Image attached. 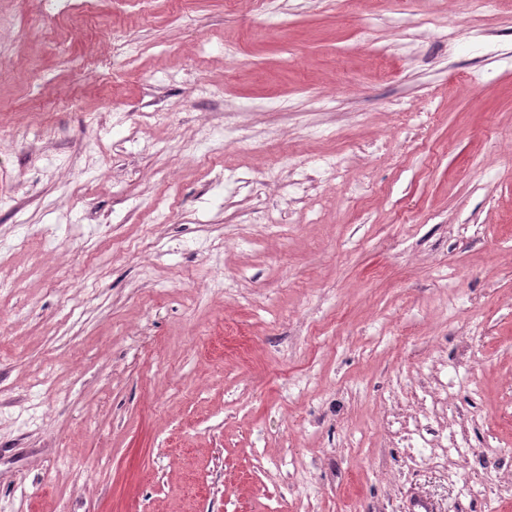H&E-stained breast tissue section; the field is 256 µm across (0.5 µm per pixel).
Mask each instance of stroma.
<instances>
[{
    "instance_id": "35a3bbf8",
    "label": "stroma",
    "mask_w": 512,
    "mask_h": 512,
    "mask_svg": "<svg viewBox=\"0 0 512 512\" xmlns=\"http://www.w3.org/2000/svg\"><path fill=\"white\" fill-rule=\"evenodd\" d=\"M459 18L0 0V512H512V0Z\"/></svg>"
}]
</instances>
